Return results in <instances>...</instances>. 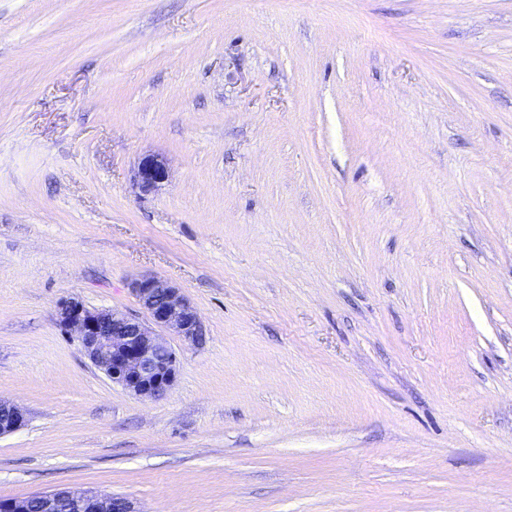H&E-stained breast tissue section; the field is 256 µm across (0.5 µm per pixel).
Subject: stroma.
I'll use <instances>...</instances> for the list:
<instances>
[{
	"label": "stroma",
	"mask_w": 512,
	"mask_h": 512,
	"mask_svg": "<svg viewBox=\"0 0 512 512\" xmlns=\"http://www.w3.org/2000/svg\"><path fill=\"white\" fill-rule=\"evenodd\" d=\"M140 272L155 400L54 315ZM0 397V500L512 512V0H0ZM168 178V168L165 159L160 155L142 157L134 173V181L144 194L154 192ZM129 286L146 320L111 309L89 310L69 298L57 303L56 322L112 383L135 396L157 399L172 388L178 372L176 353L157 329L195 346L204 342L205 329L179 286L151 274L135 277ZM25 423V411L13 402L0 398V436L19 430ZM45 510L62 501L71 512H134L128 500L116 496H98L71 491H54L37 495Z\"/></svg>",
	"instance_id": "1"
}]
</instances>
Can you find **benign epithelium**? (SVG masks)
I'll list each match as a JSON object with an SVG mask.
<instances>
[{
    "label": "benign epithelium",
    "mask_w": 512,
    "mask_h": 512,
    "mask_svg": "<svg viewBox=\"0 0 512 512\" xmlns=\"http://www.w3.org/2000/svg\"><path fill=\"white\" fill-rule=\"evenodd\" d=\"M167 178L162 156L147 155L138 161L134 181L142 193L154 192ZM129 286L147 319L111 309L89 310L69 298L57 303L56 322L113 383L135 396L157 399L172 388L178 372L176 353L160 331L199 346L205 340V329L192 301L179 286L151 274L132 279ZM25 423V411L0 398V436L19 430ZM37 498L46 510L62 501L70 512H134L128 500L116 496L54 491Z\"/></svg>",
    "instance_id": "obj_1"
}]
</instances>
